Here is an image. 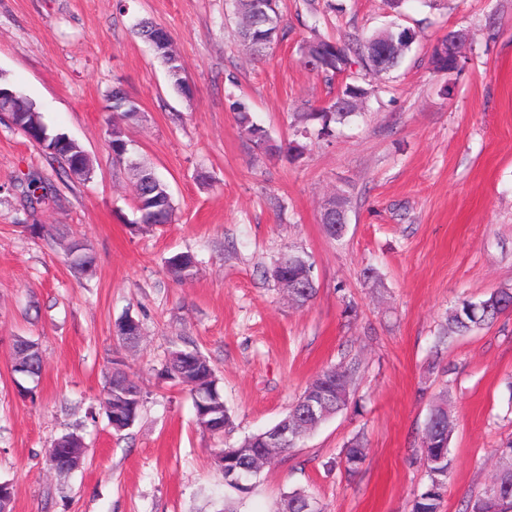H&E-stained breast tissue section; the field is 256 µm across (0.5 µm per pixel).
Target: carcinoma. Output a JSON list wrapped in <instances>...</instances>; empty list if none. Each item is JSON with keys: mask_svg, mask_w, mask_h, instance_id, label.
Returning <instances> with one entry per match:
<instances>
[{"mask_svg": "<svg viewBox=\"0 0 512 512\" xmlns=\"http://www.w3.org/2000/svg\"><path fill=\"white\" fill-rule=\"evenodd\" d=\"M232 2L239 19V38L257 55H262L272 45L288 39L290 29L283 23L279 0ZM136 34L150 42L162 57L170 85L178 92L188 94L183 66L172 48L168 32L144 20L138 24ZM458 38L459 32L452 31L439 41L431 56L434 70L449 75L458 70L453 59H448L442 65L438 60L439 48H454ZM413 41L411 30L399 26L383 28L363 41L358 40L354 48L344 40L334 41L315 34L302 46V57L306 66L330 78L352 70L354 65L379 74L398 67ZM369 93L370 89L356 80L344 84L328 106L298 114L303 132L312 128L320 138L334 136L336 126L349 122L355 116L359 103ZM24 106L25 111L11 113L14 127L31 143L39 146L45 141L56 146L57 154H51L49 158L57 161L67 176L79 181L90 180L94 166L83 147L66 134L51 130L45 121L44 112L33 100L25 98ZM229 109L234 112L241 132L256 147L271 152L283 150L293 160L301 158L305 153L306 145L298 141L285 145L272 143L268 131L254 122L244 100H231ZM112 111L119 113L126 121L135 120L140 113L138 104L118 86L112 89ZM109 149L113 160L128 163L134 179L136 218L129 224L131 231L172 223L174 204L168 185L157 176L150 164L129 159V140L125 129L115 122L109 133ZM53 192L54 185L37 173L27 174L22 182L23 200L33 211L45 203ZM348 203V196L343 193L325 203L321 221L326 234L332 239H339L344 234L343 215L336 209V205L346 208ZM63 248L75 275L82 276L92 271L95 257L88 243L70 241ZM281 259L284 264H275L271 276L282 288L290 285L295 287L298 306L308 304L314 299L317 288L307 256L290 248L281 254ZM196 266L197 260L192 253L181 252L166 260L165 269L173 280L183 282L193 276ZM511 309L512 288H500L476 301L464 299L448 311L446 322L440 326L437 343L443 345L458 336L471 335L492 325ZM13 352L14 373L29 377L42 371V353L37 341L18 336L14 339ZM360 371L361 361L353 356L346 362L326 368L308 384L303 394L309 398L319 397L329 404L328 414L312 420L310 430L317 429L327 419L348 407L353 383ZM165 372L170 378L190 388L196 425L212 435L223 433L230 422V416L209 360L186 344L171 350ZM142 403V391L129 379L122 364L114 363L103 398V408L109 423L113 424V430L120 433L130 428L139 417ZM454 431L455 418L448 407V397L443 394L429 408L420 443L429 483L414 499L410 512H440L451 469L449 453ZM262 448L260 434L256 433L245 437L235 446L221 449L215 457L224 458L226 470L248 468ZM496 455L498 465L495 481L467 501L465 512H512V442L496 449ZM365 459V444L361 437L354 436L341 451L340 465L347 475L352 476L358 472ZM312 500L314 497L307 491L294 490L283 499L277 512H303Z\"/></svg>", "mask_w": 512, "mask_h": 512, "instance_id": "obj_1", "label": "carcinoma"}]
</instances>
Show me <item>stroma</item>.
<instances>
[{
    "instance_id": "stroma-1",
    "label": "stroma",
    "mask_w": 512,
    "mask_h": 512,
    "mask_svg": "<svg viewBox=\"0 0 512 512\" xmlns=\"http://www.w3.org/2000/svg\"><path fill=\"white\" fill-rule=\"evenodd\" d=\"M341 2L317 23L302 0H281L290 35L256 56L228 0H128L122 10L116 0H0V71L95 168L90 181L68 178L0 119V481L13 486V512H222L236 499L216 451L277 423L317 373L355 355L357 407L265 468L238 512H276L298 488L325 512H410L428 481L418 443L443 390L456 428L441 512H463L490 484L496 448L512 441V310L442 354L434 340L456 303L512 287V0H414L400 18L384 0ZM141 18L169 32L190 96L134 36ZM395 19L415 34L408 56L390 74L361 73L374 91L334 138L309 136L293 160L241 133L229 98H246L285 144L296 113L344 84L302 64L312 30L338 40ZM459 29L461 70L436 72L438 39ZM118 83L140 108L124 125L130 155L156 169L176 208L172 223L143 233L128 227L135 189L108 147L106 97ZM31 172L56 189L32 213L15 190ZM339 193L349 224L335 241L320 218ZM33 223L48 236L31 237ZM71 240L96 257L80 279L61 249ZM289 247L313 262L318 291L303 307L269 275ZM182 251L198 264L177 283L164 261ZM369 266L381 287L364 284ZM127 315L142 328L133 347L116 333ZM18 336L42 346L31 400L13 379ZM182 339L219 379L231 415L223 436L198 428L188 389L163 373ZM116 360L143 392L139 420L119 434L101 406ZM75 428L86 461L61 475L47 450ZM357 434L367 457L350 479L335 460Z\"/></svg>"
}]
</instances>
